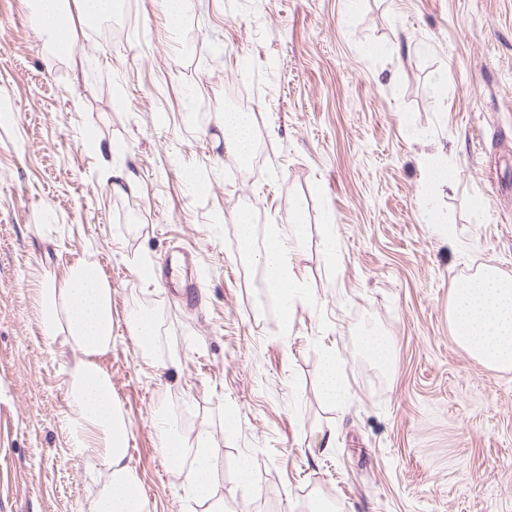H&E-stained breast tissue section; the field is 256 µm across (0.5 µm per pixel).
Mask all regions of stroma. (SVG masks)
Segmentation results:
<instances>
[{"mask_svg":"<svg viewBox=\"0 0 512 512\" xmlns=\"http://www.w3.org/2000/svg\"><path fill=\"white\" fill-rule=\"evenodd\" d=\"M90 37L73 20L56 51L25 0H0V512H90L105 482L68 436L79 352L41 329L40 288L80 258L112 285L102 364L149 512H202L159 447L163 413L207 441L226 512H512V370L448 319L454 282L512 274V0H191L176 24L161 0H125L111 39ZM231 88L250 172L224 147ZM430 157L453 188L430 189ZM106 162L131 181L113 188ZM295 215L309 299L286 319L256 253ZM175 248L196 259L198 303L150 276ZM154 317L147 311H141L131 319L133 335L139 340L143 348L151 343L154 335ZM323 388L328 398L342 401L347 388L343 361L335 353L327 354L323 368Z\"/></svg>","mask_w":512,"mask_h":512,"instance_id":"35a3bbf8","label":"stroma"}]
</instances>
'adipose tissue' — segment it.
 I'll use <instances>...</instances> for the list:
<instances>
[{
    "label": "adipose tissue",
    "instance_id": "adipose-tissue-1",
    "mask_svg": "<svg viewBox=\"0 0 512 512\" xmlns=\"http://www.w3.org/2000/svg\"><path fill=\"white\" fill-rule=\"evenodd\" d=\"M88 20L109 14L112 0H30L36 25L54 48L66 45L61 29L70 6ZM301 219L293 217L288 233L272 231L258 253L264 282L275 293L283 315H290L305 288L292 277L287 238H300ZM44 335L80 352L70 372L72 415L68 423L76 453L97 461L106 481L90 512H148L147 502L127 463L130 425L112 394V377L101 358L112 348V286L96 262L72 264L66 278L41 290ZM449 318L453 339L487 367L512 368V276L484 267L451 287ZM159 446L174 467H187L191 497L207 512H224L212 504L211 451L201 440L184 435L172 419L161 417Z\"/></svg>",
    "mask_w": 512,
    "mask_h": 512
}]
</instances>
